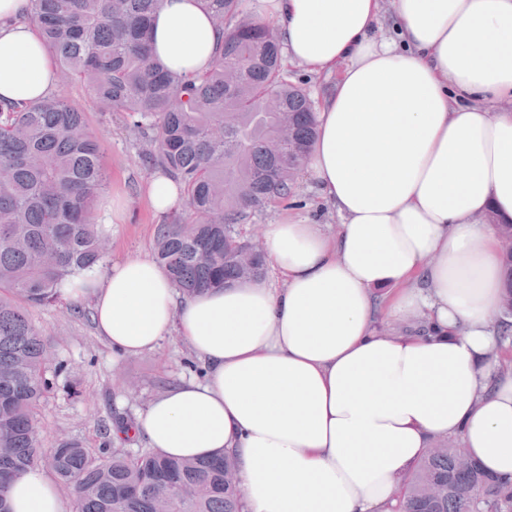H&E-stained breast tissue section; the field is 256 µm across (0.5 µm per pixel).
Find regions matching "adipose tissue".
I'll use <instances>...</instances> for the list:
<instances>
[{
    "mask_svg": "<svg viewBox=\"0 0 512 512\" xmlns=\"http://www.w3.org/2000/svg\"><path fill=\"white\" fill-rule=\"evenodd\" d=\"M29 0H0V107L58 85ZM283 62L335 86L305 169L339 223L283 220L264 235L271 276L177 297L147 255L64 283L90 299L124 357L182 336L204 379L135 420L174 457H236L244 512H396L402 478L461 438L512 480V366L493 332L497 232L512 221V0H258ZM393 35H385V26ZM220 36L201 0H161L153 57L202 74ZM420 316L442 328L384 333ZM13 512H64L48 471L9 492Z\"/></svg>",
    "mask_w": 512,
    "mask_h": 512,
    "instance_id": "adipose-tissue-1",
    "label": "adipose tissue"
}]
</instances>
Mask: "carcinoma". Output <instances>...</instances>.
<instances>
[{"label": "carcinoma", "mask_w": 512, "mask_h": 512, "mask_svg": "<svg viewBox=\"0 0 512 512\" xmlns=\"http://www.w3.org/2000/svg\"><path fill=\"white\" fill-rule=\"evenodd\" d=\"M245 0H203L221 37L213 67L174 74L152 57L159 0H30L65 81L153 133L147 159L180 185L184 209L155 233V259L188 299L264 276L263 252L240 256L237 226L290 200L315 139V103L288 80L276 36ZM107 184L83 112L61 94L0 108V512L13 478L48 466L76 492V512H243L234 459L179 458L142 445L44 448L39 410L59 371L29 310L63 302L61 286L102 263L111 228L95 202ZM507 288L496 335L512 345V222L497 224ZM404 512H512V481L438 441L405 482Z\"/></svg>", "instance_id": "carcinoma-1"}]
</instances>
